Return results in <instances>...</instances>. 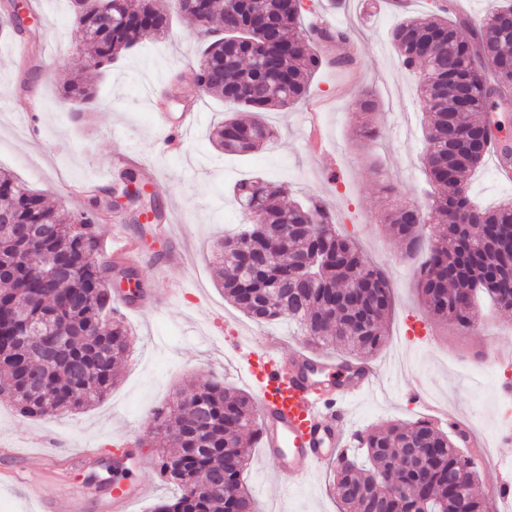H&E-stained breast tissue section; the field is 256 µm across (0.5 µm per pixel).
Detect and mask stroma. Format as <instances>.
Wrapping results in <instances>:
<instances>
[{
    "instance_id": "1",
    "label": "stroma",
    "mask_w": 512,
    "mask_h": 512,
    "mask_svg": "<svg viewBox=\"0 0 512 512\" xmlns=\"http://www.w3.org/2000/svg\"><path fill=\"white\" fill-rule=\"evenodd\" d=\"M26 31L22 36L35 54L34 66L17 60L12 43L0 37V170L15 175L44 195L51 207L73 214L85 207L73 196L70 182L93 181L98 199L119 186L124 169L113 167L112 155L131 147L135 172L161 209L173 210L175 240L185 245L182 268L166 270L168 246L145 240L135 268L140 288L158 287L163 279L185 282L182 295L144 311L117 307L131 329L130 348L121 377L97 405L75 413L43 418L21 416L0 401V440L20 445L23 456L0 454V471L11 470L15 488L0 489V512H33L27 487L49 497L67 486L84 489L83 512H109L108 488L89 485L95 464L82 463L59 477L54 466L27 464L25 453L54 457L76 453L90 444L105 448L126 436L139 440V463L130 483H146L150 495L132 512H152L156 501L177 492L173 482L159 477L157 445L151 442L150 412L171 403L191 383L212 378L240 391L250 384L224 343L234 337L271 340L281 353L309 348L287 322L260 325L225 301L215 278L216 245L236 231L245 217L231 197L233 184L258 176L282 184L294 198L320 197L334 212L341 232L359 240L367 256L389 277L394 308L387 322L385 346L372 357L379 371L371 392L348 404L351 433L393 421L421 419L413 406L415 381L430 384L451 415L471 421L482 447L493 460L478 465V488L493 478L494 464L512 460V442L498 432L512 401L502 394L507 378L496 364L479 357L487 334L512 351V312L503 313L482 302L481 329L465 330L427 315L416 290L419 258L405 255L404 246L381 224L385 211L405 202H424L430 186L424 173V114L418 75L406 70L389 39V31L404 15L425 16L436 0H409L400 9L394 0H305L312 14L351 33V66H324L309 81L303 103L287 110L265 112L262 119L275 128L276 140L249 157L227 156L209 138L214 125L230 113L219 98L203 95L204 118L186 134L179 152H171L157 127L151 92L164 76L189 88L194 81L199 40L181 22L162 38L146 36L142 47L117 61L96 89L93 110L77 115L61 98L64 87L81 67L87 43L73 23L69 0H14ZM379 101L364 116L365 92ZM35 93L43 100L37 135H17L28 127L26 113L10 105L11 98ZM371 121L378 136L356 137L362 121ZM469 193L477 204L491 206L512 199V180L502 179L492 162L475 172ZM329 465L314 470L309 481L288 488L252 448L244 481L262 512H339Z\"/></svg>"
}]
</instances>
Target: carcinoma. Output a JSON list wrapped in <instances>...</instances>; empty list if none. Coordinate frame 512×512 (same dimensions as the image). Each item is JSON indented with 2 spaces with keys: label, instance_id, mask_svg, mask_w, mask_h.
Instances as JSON below:
<instances>
[{
  "label": "carcinoma",
  "instance_id": "obj_1",
  "mask_svg": "<svg viewBox=\"0 0 512 512\" xmlns=\"http://www.w3.org/2000/svg\"><path fill=\"white\" fill-rule=\"evenodd\" d=\"M74 24L93 29L90 55L81 76L63 90L78 107L94 102V89L121 54L149 33L163 35L172 16L204 38L197 79L211 92L254 113L288 109L307 95L311 75L323 64V41H349L348 33L304 29L303 0H197L189 15L179 0H123L125 25L102 23L98 0H71ZM445 9L398 22L391 41L403 67L422 76L424 165L433 188L431 201L414 214L400 204L383 216L390 232L410 255L421 254L417 289L431 316L470 329L479 320L478 294L501 311H512V201L484 208L468 195V180L491 145L502 161L512 160L508 136H498L487 101L512 99V0H499L470 40L463 21H450ZM220 18L221 28L213 27ZM275 130L259 119L230 116L215 126L210 139L224 153L247 155L268 145ZM233 193L247 222L218 243L219 285L224 299L254 321L282 318L294 323L309 342L341 349L367 360L386 343L384 322L393 308L392 287L384 271L366 259L355 240L341 233L318 198L287 199L278 184L259 177L241 179ZM91 208L61 215L41 194L15 177L0 174V311L15 309L35 325L65 337L64 347L45 359L21 339L0 340V398L23 416L41 418L84 410L103 399L118 377L129 349L128 327L112 314L108 267L91 262L99 255L101 211ZM466 226L458 229L456 220ZM431 244L425 246L424 229ZM262 247L269 260L244 271L238 252ZM57 255L63 269L47 277L46 259ZM191 397L208 416L207 443L192 436L193 420L182 401L156 408L152 423L174 448L160 457L161 475L180 494L157 504L153 512H258L243 472L247 447L259 430L250 395L212 380ZM366 462L333 468L341 512H486L475 492L473 458L458 448L456 434L431 421L392 423L357 435ZM224 471V488L195 495L214 472Z\"/></svg>",
  "mask_w": 512,
  "mask_h": 512
}]
</instances>
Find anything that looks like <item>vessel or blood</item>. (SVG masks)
<instances>
[{
    "instance_id": "vessel-or-blood-1",
    "label": "vessel or blood",
    "mask_w": 512,
    "mask_h": 512,
    "mask_svg": "<svg viewBox=\"0 0 512 512\" xmlns=\"http://www.w3.org/2000/svg\"><path fill=\"white\" fill-rule=\"evenodd\" d=\"M199 119L196 111L183 113L174 122L167 113L156 115L166 144L174 148L180 147L184 134ZM139 249L138 240L122 229L114 238L109 258L129 260ZM246 366L254 381L261 456L295 485L308 482L319 464L335 459L338 449L347 447V400L374 388L378 379L372 365L336 362L305 350L285 356L256 349ZM136 462L132 449L115 452L112 471L120 486L109 498L111 512H128L133 502L146 495L145 485L127 481Z\"/></svg>"
}]
</instances>
